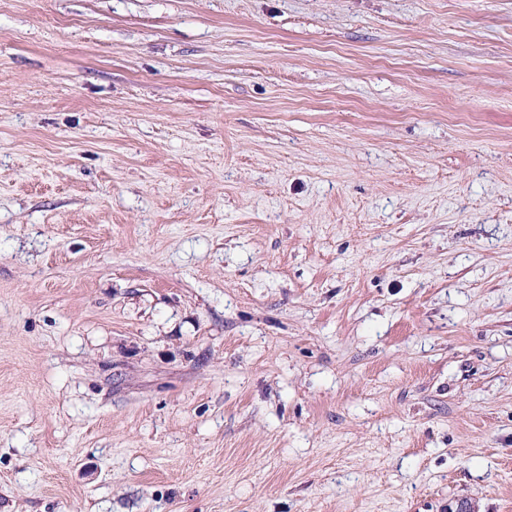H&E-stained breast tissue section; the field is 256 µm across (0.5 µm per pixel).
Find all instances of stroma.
Wrapping results in <instances>:
<instances>
[{
    "instance_id": "stroma-1",
    "label": "stroma",
    "mask_w": 512,
    "mask_h": 512,
    "mask_svg": "<svg viewBox=\"0 0 512 512\" xmlns=\"http://www.w3.org/2000/svg\"><path fill=\"white\" fill-rule=\"evenodd\" d=\"M512 512V0H0V512Z\"/></svg>"
}]
</instances>
